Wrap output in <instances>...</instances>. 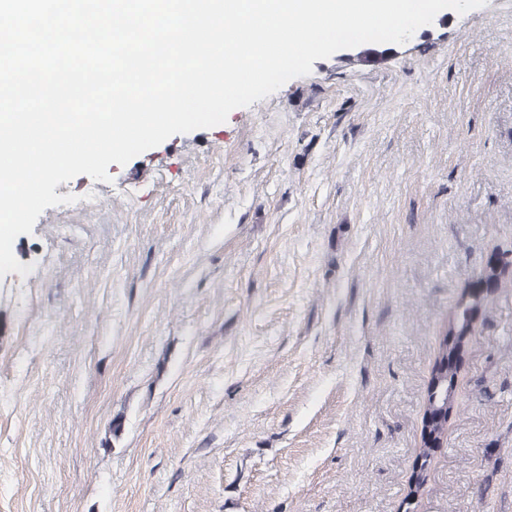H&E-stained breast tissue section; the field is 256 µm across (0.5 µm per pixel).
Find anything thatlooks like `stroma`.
<instances>
[{"label": "stroma", "mask_w": 512, "mask_h": 512, "mask_svg": "<svg viewBox=\"0 0 512 512\" xmlns=\"http://www.w3.org/2000/svg\"><path fill=\"white\" fill-rule=\"evenodd\" d=\"M59 184L0 278V512H512V0ZM121 417L120 432L110 424ZM496 263L501 265V270L498 269ZM509 267H511V271ZM480 277L482 282L485 281L488 286L484 287L479 282L475 285H468L462 292L455 309L448 315L442 326V337L432 365L431 375L437 373L442 379L447 378L448 386L452 385L458 363L465 354L464 348L458 343L452 349L448 350V336H463L465 332L463 324L459 327L460 334L454 333V321L458 316L465 317L470 313L476 325L485 306V302L488 301V296L474 299L467 294V290L468 288H477L473 293L483 295L485 292L491 291L489 288H508L510 284L512 286V249L495 252L485 269L480 273ZM460 309H462L461 312ZM425 431H426V422L424 421L422 440H421V443L418 446V448H416V450H415V458H414L411 474L409 476V481H408L409 492L407 494V498H409V499H414L419 494V492L421 491V489L423 488V486L425 484V480H427V482H428V478L426 479V475H424V473L422 471H418V469H417L418 468L417 464H418L420 458H424L423 464H425L427 462L428 458H430V457L433 458L435 451L437 449V448L428 447L429 444H428V441L425 439ZM427 482H426L425 486L427 485Z\"/></svg>", "instance_id": "1"}]
</instances>
